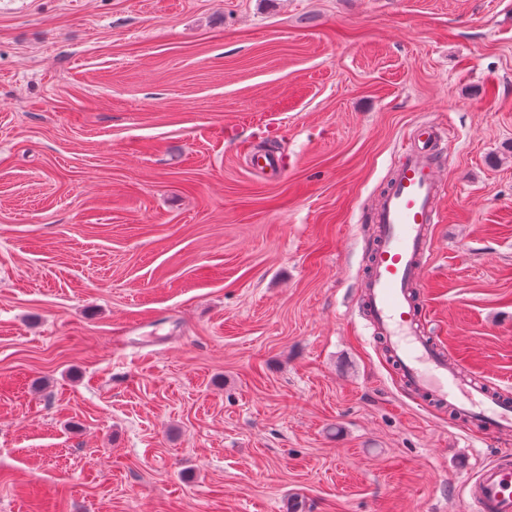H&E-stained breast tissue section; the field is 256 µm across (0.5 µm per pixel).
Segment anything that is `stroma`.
<instances>
[{
	"label": "stroma",
	"mask_w": 512,
	"mask_h": 512,
	"mask_svg": "<svg viewBox=\"0 0 512 512\" xmlns=\"http://www.w3.org/2000/svg\"><path fill=\"white\" fill-rule=\"evenodd\" d=\"M426 122L427 330L512 394V0H0V512H456L512 438L357 314Z\"/></svg>",
	"instance_id": "obj_1"
}]
</instances>
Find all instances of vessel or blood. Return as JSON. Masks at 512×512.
Listing matches in <instances>:
<instances>
[{
    "instance_id": "b4317fda",
    "label": "vessel or blood",
    "mask_w": 512,
    "mask_h": 512,
    "mask_svg": "<svg viewBox=\"0 0 512 512\" xmlns=\"http://www.w3.org/2000/svg\"><path fill=\"white\" fill-rule=\"evenodd\" d=\"M445 135L434 123L419 129L368 213L375 248L362 313L414 390L477 423L483 441L502 440L512 436V396L491 391L482 378L450 362L429 336L417 301L426 285L424 252L443 189L436 160L437 142ZM462 499L469 512H512V453L493 455L467 482Z\"/></svg>"
}]
</instances>
